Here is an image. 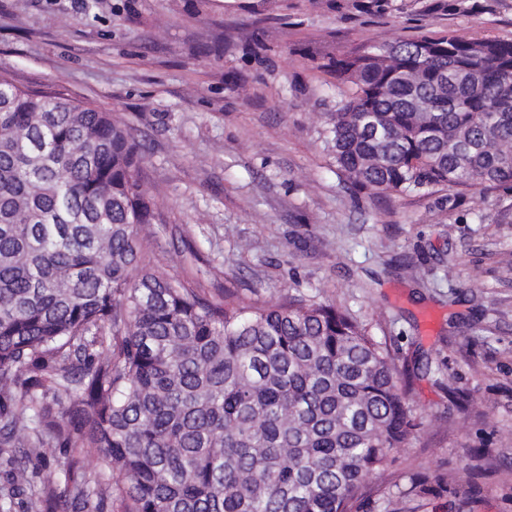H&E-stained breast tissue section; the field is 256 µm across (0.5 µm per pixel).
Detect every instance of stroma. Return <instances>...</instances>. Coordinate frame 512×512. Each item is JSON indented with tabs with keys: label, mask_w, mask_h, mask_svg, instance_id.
<instances>
[{
	"label": "stroma",
	"mask_w": 512,
	"mask_h": 512,
	"mask_svg": "<svg viewBox=\"0 0 512 512\" xmlns=\"http://www.w3.org/2000/svg\"><path fill=\"white\" fill-rule=\"evenodd\" d=\"M446 32L510 41L512 0H0V70L129 130L158 273L216 299L313 296L386 343L420 422L387 485L428 468L475 488L407 512H512V192L354 191L324 138L348 87L321 63Z\"/></svg>",
	"instance_id": "35a3bbf8"
}]
</instances>
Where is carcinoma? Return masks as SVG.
<instances>
[{"instance_id": "cac0c4a2", "label": "carcinoma", "mask_w": 512, "mask_h": 512, "mask_svg": "<svg viewBox=\"0 0 512 512\" xmlns=\"http://www.w3.org/2000/svg\"><path fill=\"white\" fill-rule=\"evenodd\" d=\"M319 69L351 84L325 143L353 187L512 191L511 41L423 34ZM139 163L111 113L0 73V512L25 490L30 512H364L420 428L395 356L333 304L157 275ZM56 447L95 470L37 489L27 464ZM444 493L474 490L425 469L388 512Z\"/></svg>"}]
</instances>
